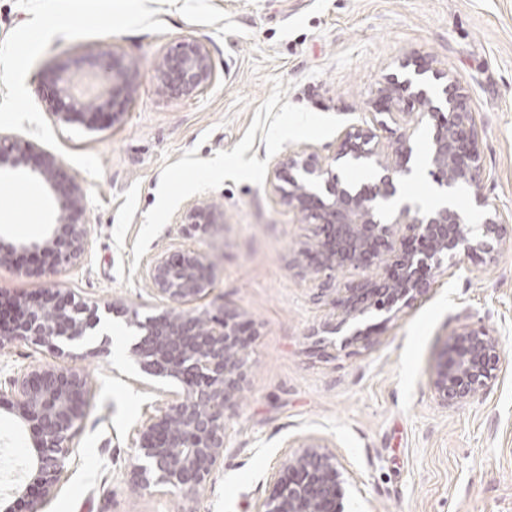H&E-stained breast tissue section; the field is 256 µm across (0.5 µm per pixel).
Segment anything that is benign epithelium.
<instances>
[{
  "label": "benign epithelium",
  "mask_w": 512,
  "mask_h": 512,
  "mask_svg": "<svg viewBox=\"0 0 512 512\" xmlns=\"http://www.w3.org/2000/svg\"><path fill=\"white\" fill-rule=\"evenodd\" d=\"M154 77L162 94L192 98L214 83L216 69L205 45L184 39L157 59ZM94 78L104 87L112 86V99L87 98L59 74L47 110L59 122H72L107 106L112 120H120L137 91L136 71L114 63ZM443 93L442 106L410 79L387 81L380 89L384 113L403 96L419 106L413 123L396 134L389 153L376 130L367 127L345 133L336 154L327 159L306 146L271 165L267 184L305 219L314 220L303 270L317 279H330L348 267L374 271V276L335 291L341 326L372 309L390 312L410 303L446 260L461 254L481 261L497 256L503 222L495 210L481 224L462 223L451 206L423 209L403 203L383 210L397 194V176L407 171L413 142L424 124L432 131L433 179L448 187L478 185V136L460 81L448 79ZM31 157L38 158L37 172L55 196V222L39 242H0V265L10 263L21 250L50 251L56 263L77 266L89 247L82 184L66 176L63 162L36 143L0 133L1 173ZM360 159L374 162L376 180L360 186L341 180L336 167ZM221 216L214 202L200 198L189 201L179 214L181 223L202 231ZM141 277L169 308L143 321L138 311H125L127 323L144 331L132 354L142 373L169 389L156 413L138 429L133 484L142 491L162 488L169 494L195 496L224 459V416L242 391L252 334L239 315L224 308L214 315L183 310L213 289L214 263L206 253L186 248L155 255L144 263ZM98 324L97 316L74 294L55 289L41 298L14 302L9 313L0 316V350L22 341L72 358L69 347ZM501 361L498 339L481 326L463 324L448 336L444 358L430 374L428 388L445 406L462 403L489 385ZM4 383L8 390L0 389V409L12 412L29 429L31 444L25 477L0 500V512H43L65 472L92 385L84 373L70 367H34L6 377ZM286 447L273 488L254 512H343L350 480L336 455L311 437L296 438Z\"/></svg>",
  "instance_id": "obj_1"
}]
</instances>
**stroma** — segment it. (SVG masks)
<instances>
[{"instance_id": "35a3bbf8", "label": "stroma", "mask_w": 512, "mask_h": 512, "mask_svg": "<svg viewBox=\"0 0 512 512\" xmlns=\"http://www.w3.org/2000/svg\"><path fill=\"white\" fill-rule=\"evenodd\" d=\"M63 32L34 40L39 26ZM194 39L217 77L195 99L156 90L154 63ZM135 63L137 94L121 121L54 123L45 71L71 74ZM425 60L442 90L460 79L479 132L478 186L444 189L429 174L428 131L414 143L402 191L429 207L446 192L465 223L487 210L504 220L506 244L477 266L467 258L431 277L398 313L372 312L368 334L337 330L335 289L295 264L312 227L267 185L271 164L309 146L335 154L347 131L378 121L374 104L403 60ZM0 131L58 156L87 194L90 247L80 266L51 254L16 253L0 266V295L23 299L63 288L97 307L125 345L137 336L123 316L161 312L143 263L186 247L214 262L212 292L197 310L225 307L248 321L244 390L226 421L224 462L199 496L133 491L129 468L138 428L164 400L159 382L129 353L72 360L93 386L67 469L44 512H252L270 490L288 440H325L358 489L346 512H512V0H0ZM212 196L220 224L176 223L184 204ZM0 240L44 238L52 192L26 163L0 173ZM485 326L504 358L490 386L440 405L428 388L447 336L461 323ZM46 348L16 342L0 372L58 364Z\"/></svg>"}]
</instances>
